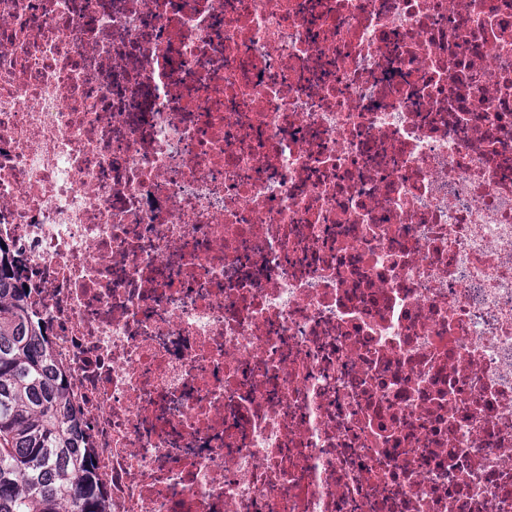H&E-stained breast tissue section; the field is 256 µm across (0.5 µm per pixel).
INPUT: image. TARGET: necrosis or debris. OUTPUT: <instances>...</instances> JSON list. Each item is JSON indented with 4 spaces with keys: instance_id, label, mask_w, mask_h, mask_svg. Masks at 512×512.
I'll return each instance as SVG.
<instances>
[{
    "instance_id": "1",
    "label": "necrosis or debris",
    "mask_w": 512,
    "mask_h": 512,
    "mask_svg": "<svg viewBox=\"0 0 512 512\" xmlns=\"http://www.w3.org/2000/svg\"><path fill=\"white\" fill-rule=\"evenodd\" d=\"M0 239L107 512H512V0H0Z\"/></svg>"
}]
</instances>
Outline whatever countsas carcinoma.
<instances>
[{
    "mask_svg": "<svg viewBox=\"0 0 512 512\" xmlns=\"http://www.w3.org/2000/svg\"><path fill=\"white\" fill-rule=\"evenodd\" d=\"M12 246L0 239V512H103L90 449L51 368Z\"/></svg>",
    "mask_w": 512,
    "mask_h": 512,
    "instance_id": "carcinoma-1",
    "label": "carcinoma"
}]
</instances>
